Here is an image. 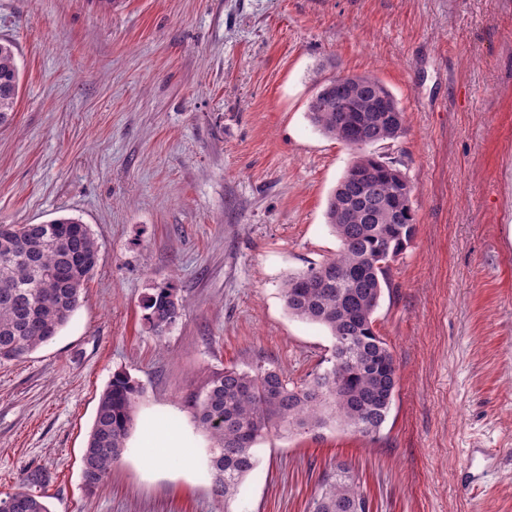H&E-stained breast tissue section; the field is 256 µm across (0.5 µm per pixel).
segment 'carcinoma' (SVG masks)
Returning <instances> with one entry per match:
<instances>
[{
  "instance_id": "carcinoma-1",
  "label": "carcinoma",
  "mask_w": 512,
  "mask_h": 512,
  "mask_svg": "<svg viewBox=\"0 0 512 512\" xmlns=\"http://www.w3.org/2000/svg\"><path fill=\"white\" fill-rule=\"evenodd\" d=\"M369 96L356 109L364 112L365 136L371 144H390L406 133V115L377 77L354 75ZM20 71L14 46L0 41V125L17 105ZM387 107L372 106L373 92ZM308 116L323 134L352 150L351 161L328 198L327 224L340 241L336 257L291 274L283 284L288 313L327 329L333 348L330 367L312 380L292 384L275 367L250 370L226 367L215 373L196 397L198 426L212 440L209 471L217 496L228 502L255 470L257 445L273 429L290 432L324 428L336 422L353 432L375 435L390 413L398 383L397 365L387 343L374 329L373 315L383 288L389 286L391 264L402 255L417 231L414 210L395 212L398 191L391 173L397 168L382 157L353 149L350 113L336 108L335 79L318 83ZM364 183L365 220L352 202L356 173ZM102 254L89 227L59 217L40 224L0 225V363L19 360L58 335L80 303L82 290ZM177 289H153L143 303L149 332L161 336L181 317ZM143 388L125 372L113 375L102 392L86 447L82 477L90 490L102 484L127 448L134 409ZM9 494L18 512H50L27 485ZM371 502L353 471L339 465L327 475L311 500L310 512H366Z\"/></svg>"
}]
</instances>
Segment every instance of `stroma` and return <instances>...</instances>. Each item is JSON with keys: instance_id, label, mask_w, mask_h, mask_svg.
Masks as SVG:
<instances>
[{"instance_id": "obj_1", "label": "stroma", "mask_w": 512, "mask_h": 512, "mask_svg": "<svg viewBox=\"0 0 512 512\" xmlns=\"http://www.w3.org/2000/svg\"><path fill=\"white\" fill-rule=\"evenodd\" d=\"M21 90L0 126V224L65 216L102 259L51 342L0 365V497L51 512H309L337 465L372 512H512V0H0ZM371 74L406 113L375 146L408 177L417 234L374 314L398 384L376 436L272 431L235 499L206 473L194 399L229 366L324 369L333 339L283 283L336 255L327 200L350 150L308 118L315 77ZM182 316L152 335L143 299ZM144 393L128 450L83 485L99 397ZM188 465L148 470L142 432ZM181 307L176 288L172 285L157 286L143 303L145 320L149 332L163 335L181 317ZM183 433L171 430L159 437L146 435L142 448H147L142 457L146 466L156 464H182L190 459L191 449L182 446ZM38 480V475L31 474L27 478V483L20 486L16 491L7 495L5 498H13L20 502V508L17 512H51L38 496L32 494L27 485ZM13 499H0V512H13L18 508Z\"/></svg>"}]
</instances>
